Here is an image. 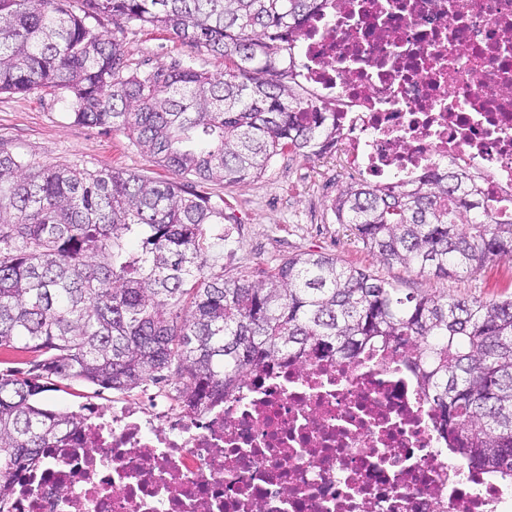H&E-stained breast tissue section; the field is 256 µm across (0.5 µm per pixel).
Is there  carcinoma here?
<instances>
[{
    "label": "carcinoma",
    "mask_w": 512,
    "mask_h": 512,
    "mask_svg": "<svg viewBox=\"0 0 512 512\" xmlns=\"http://www.w3.org/2000/svg\"><path fill=\"white\" fill-rule=\"evenodd\" d=\"M323 0H0V93L62 95L76 124L127 134L176 176L226 188L286 152L336 148V113L289 74ZM105 16L113 30L90 20ZM163 29L224 60L216 77L173 60L133 70L122 34ZM380 262L447 278L512 257L501 217L465 172L332 203ZM224 208L176 181L121 169L45 165L0 143V475L26 471L81 428L37 405L43 380L129 393L151 382L203 405L241 375L311 349L407 353L462 467L512 480V297L454 299L400 289L322 252L224 277Z\"/></svg>",
    "instance_id": "cac0c4a2"
}]
</instances>
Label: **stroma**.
I'll use <instances>...</instances> for the list:
<instances>
[{"label":"stroma","mask_w":512,"mask_h":512,"mask_svg":"<svg viewBox=\"0 0 512 512\" xmlns=\"http://www.w3.org/2000/svg\"><path fill=\"white\" fill-rule=\"evenodd\" d=\"M125 42L135 68L151 69L181 58L214 74L224 70L222 59L164 31L134 27L127 30ZM68 110L67 101L59 96L0 93V142L47 165L78 164L91 170L116 167L147 178H168V171L142 154L126 134L75 124ZM358 178L344 151L321 158L287 153L277 156L254 183L227 189L213 182L192 181L188 188L223 205L231 216L224 225L223 263L228 277L313 250L335 255L342 264L365 268L406 293L468 299L512 294L509 257L497 259L482 271H461L447 279L382 265L347 225L337 223L331 210L336 196ZM112 396L107 389L58 381L39 400L54 410L73 411L83 401L108 406Z\"/></svg>","instance_id":"stroma-1"}]
</instances>
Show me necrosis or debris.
<instances>
[{"mask_svg":"<svg viewBox=\"0 0 512 512\" xmlns=\"http://www.w3.org/2000/svg\"><path fill=\"white\" fill-rule=\"evenodd\" d=\"M299 56L367 182L462 170L512 200V0H326ZM79 409L7 512H512L397 355L315 351L191 414L158 393Z\"/></svg>","mask_w":512,"mask_h":512,"instance_id":"necrosis-or-debris-1","label":"necrosis or debris"}]
</instances>
